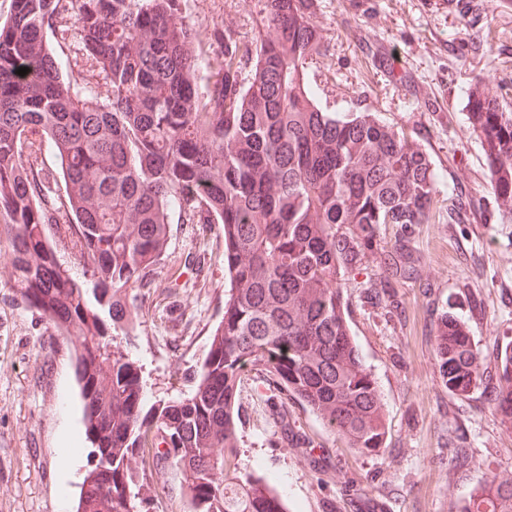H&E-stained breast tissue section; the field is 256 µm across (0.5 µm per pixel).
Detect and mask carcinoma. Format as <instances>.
Segmentation results:
<instances>
[{
  "mask_svg": "<svg viewBox=\"0 0 512 512\" xmlns=\"http://www.w3.org/2000/svg\"><path fill=\"white\" fill-rule=\"evenodd\" d=\"M272 33L243 82L224 31V67L194 53L179 0H11L0 20V228L22 302L74 338L75 376L95 464L75 512H139V448L149 434L180 472L190 512H286L242 465L238 387L265 374L360 455L385 439L377 382L344 317L340 277L374 253L376 226L426 224L435 170L426 151L373 112L316 103L306 65L322 47L313 0H265ZM74 18L104 74L107 103L64 80L50 35ZM29 68L20 76L16 70ZM498 198L512 203V111L496 91L468 102ZM53 155L66 202L49 196L39 158ZM71 215L77 279L46 229ZM219 224L224 318L193 396L147 405L140 365L114 345L128 335L129 290L166 248L169 226ZM408 240L381 260L385 287L411 279ZM434 355L448 390L480 381L479 351L439 315ZM493 410L512 432V343L496 356ZM463 512H512V483L490 480Z\"/></svg>",
  "mask_w": 512,
  "mask_h": 512,
  "instance_id": "carcinoma-1",
  "label": "carcinoma"
}]
</instances>
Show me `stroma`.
<instances>
[{
    "instance_id": "1",
    "label": "stroma",
    "mask_w": 512,
    "mask_h": 512,
    "mask_svg": "<svg viewBox=\"0 0 512 512\" xmlns=\"http://www.w3.org/2000/svg\"><path fill=\"white\" fill-rule=\"evenodd\" d=\"M461 13L433 0H315L323 39L308 65L327 112H375L431 157L429 223L379 225L378 253L345 273V318L384 404L387 436L361 456L320 418L253 372L239 388L244 463L272 478L289 512H460L488 478L512 482V434L491 410L495 357L512 341V222L495 198L482 145L466 123L469 94L512 101V15L500 0ZM195 51L219 68L224 27L243 74L267 34L264 0H180ZM409 240L418 274L372 296L381 251ZM217 224H171L166 251L138 288L135 329L117 341L156 400L194 394L224 315L227 280ZM448 311L480 352L486 378L452 394L434 356L436 318ZM73 346L28 311L0 258V512H61L91 468ZM147 446L150 512H189L180 477Z\"/></svg>"
}]
</instances>
